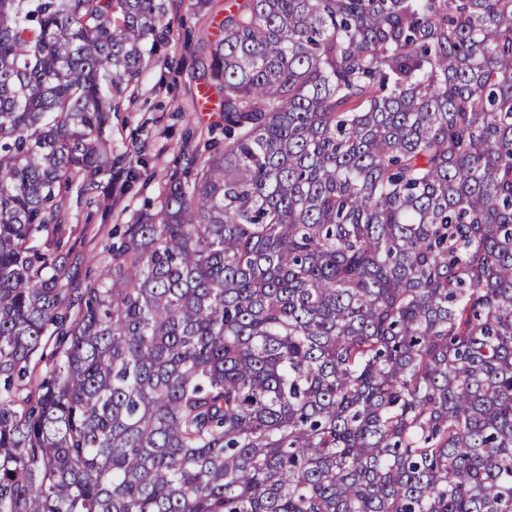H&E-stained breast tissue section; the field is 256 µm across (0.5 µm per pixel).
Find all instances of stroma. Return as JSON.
<instances>
[{"instance_id": "stroma-1", "label": "stroma", "mask_w": 512, "mask_h": 512, "mask_svg": "<svg viewBox=\"0 0 512 512\" xmlns=\"http://www.w3.org/2000/svg\"><path fill=\"white\" fill-rule=\"evenodd\" d=\"M165 40L137 85L118 97L104 136L112 145L107 209L68 195L69 264L78 287L97 279L116 229L158 204L166 175L184 166L187 148L221 140L223 93L211 78L224 0H164Z\"/></svg>"}]
</instances>
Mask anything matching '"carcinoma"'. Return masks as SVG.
<instances>
[{"instance_id": "obj_1", "label": "carcinoma", "mask_w": 512, "mask_h": 512, "mask_svg": "<svg viewBox=\"0 0 512 512\" xmlns=\"http://www.w3.org/2000/svg\"><path fill=\"white\" fill-rule=\"evenodd\" d=\"M164 16L0 0V512H512V0H230L223 151L80 292Z\"/></svg>"}]
</instances>
